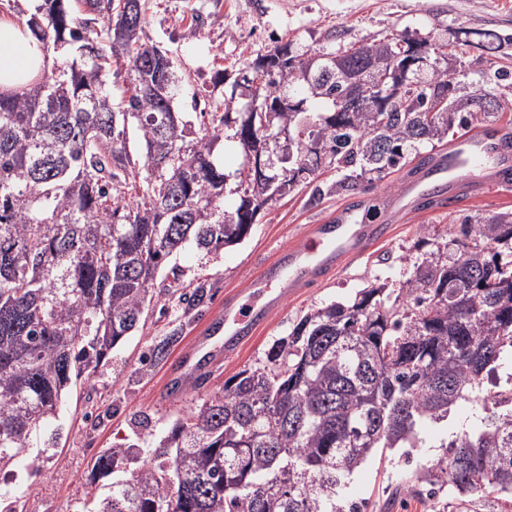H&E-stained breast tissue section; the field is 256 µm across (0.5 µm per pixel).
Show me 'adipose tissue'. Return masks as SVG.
I'll return each mask as SVG.
<instances>
[{
    "label": "adipose tissue",
    "instance_id": "adipose-tissue-1",
    "mask_svg": "<svg viewBox=\"0 0 512 512\" xmlns=\"http://www.w3.org/2000/svg\"><path fill=\"white\" fill-rule=\"evenodd\" d=\"M49 66L39 41L26 26L0 19V91L9 93L27 85Z\"/></svg>",
    "mask_w": 512,
    "mask_h": 512
}]
</instances>
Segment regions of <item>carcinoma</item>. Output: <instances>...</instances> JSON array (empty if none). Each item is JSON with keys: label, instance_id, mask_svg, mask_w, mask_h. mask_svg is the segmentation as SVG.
<instances>
[{"label": "carcinoma", "instance_id": "cac0c4a2", "mask_svg": "<svg viewBox=\"0 0 512 512\" xmlns=\"http://www.w3.org/2000/svg\"><path fill=\"white\" fill-rule=\"evenodd\" d=\"M42 0L28 20L44 52L73 43L77 54L19 93H0V462L29 447L78 379H91L110 351L139 328L161 274L178 280L171 258L192 245L205 253L237 245L258 198L336 170V193L356 189L448 142L483 112L497 120L512 101L442 81L448 44L386 35L336 52L362 68L423 51L407 74L402 112L365 98L345 109L348 83L326 60L305 77L306 58L265 71L244 111L212 112L194 133L174 108L176 75L167 52L141 42V0ZM453 40L498 51L497 33L460 30ZM129 64L120 106L107 89L112 66ZM301 88L297 106L277 101ZM448 90L447 111L433 100ZM313 103L321 104L310 110ZM258 106L272 131L286 127L322 141L326 162L296 142L292 159L241 173L243 195L224 210L227 176L214 158L225 128L246 159L244 139ZM135 138L143 152L128 149ZM210 299L206 284L179 296L189 308ZM181 339L163 337L146 355L163 363ZM268 365L246 368L221 394L176 419L129 467L134 448L103 449L91 480L112 478L98 512H361L336 503L338 489L376 448H417L420 427L448 418L461 400L482 412L440 447L417 480L472 497L512 498V212L466 216L448 240L419 253L397 291L373 284L354 300L306 314L274 341Z\"/></svg>", "mask_w": 512, "mask_h": 512}]
</instances>
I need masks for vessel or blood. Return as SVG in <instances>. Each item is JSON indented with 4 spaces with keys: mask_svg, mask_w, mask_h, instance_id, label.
Wrapping results in <instances>:
<instances>
[{
    "mask_svg": "<svg viewBox=\"0 0 512 512\" xmlns=\"http://www.w3.org/2000/svg\"><path fill=\"white\" fill-rule=\"evenodd\" d=\"M505 136V130L481 125L457 137L447 149L434 153L399 194L388 197V207L407 213L428 199L456 206L463 177L488 191L507 187L512 148L506 146ZM390 233V225L371 223L358 208L348 206L311 225L304 243L278 250L246 288L225 296L223 307L195 332L179 356L168 376L170 387L179 394L196 387L201 363L218 366L230 359L288 294L323 281L343 260L365 254Z\"/></svg>",
    "mask_w": 512,
    "mask_h": 512,
    "instance_id": "1",
    "label": "vessel or blood"
}]
</instances>
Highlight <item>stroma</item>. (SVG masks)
Returning a JSON list of instances; mask_svg holds the SVG:
<instances>
[{"label": "stroma", "mask_w": 512, "mask_h": 512, "mask_svg": "<svg viewBox=\"0 0 512 512\" xmlns=\"http://www.w3.org/2000/svg\"><path fill=\"white\" fill-rule=\"evenodd\" d=\"M143 37L167 49L179 77L177 111L193 122L217 112L241 72L275 46L291 43L294 53H331L387 34L450 39L454 30L491 29L512 35V0H144ZM448 77L466 73L475 81L501 67L512 66V44L487 55L463 46L452 49ZM412 165L383 179L360 183L339 195L332 171L316 175L321 196L298 187L269 201L245 240L217 255L187 247L174 260L182 286L206 283L211 298L196 310L185 309L169 294L168 279L158 277L161 297L144 317V325L113 349L91 384L77 386L50 426L34 434L26 451L5 467L0 481V512H89L93 491L88 483L95 456L115 445L143 443L160 435L190 406L221 392L227 379L247 367H262L272 343L287 335L308 311L344 302L373 280L397 289L409 277L405 261L423 230L445 235L463 216L491 217L512 211V191L487 195L474 186L462 188V204L441 205L391 218V238L365 255L339 264L322 283L289 295L268 324L230 360L205 368L201 384L180 399H170L164 383L167 365L148 366L145 355L154 338L182 325L178 344L224 303L226 293L245 287L277 249L305 241L309 225L331 216L338 207L370 203L373 223L388 219L386 197L412 176ZM475 404L460 403L447 421L428 426L423 447L380 448L350 477L343 500L363 504L364 512H451L447 493L421 488L399 494L397 485L415 480L416 472L440 456L439 446L471 420Z\"/></svg>", "instance_id": "stroma-1"}]
</instances>
